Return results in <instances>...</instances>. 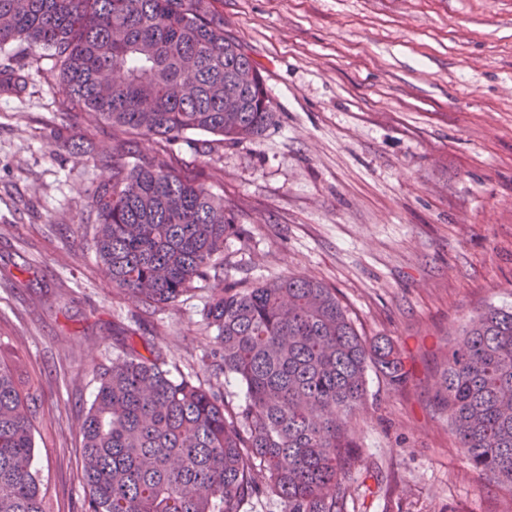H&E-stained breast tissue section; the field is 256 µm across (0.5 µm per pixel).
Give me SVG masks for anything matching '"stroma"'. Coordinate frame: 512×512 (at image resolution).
I'll use <instances>...</instances> for the list:
<instances>
[{"mask_svg":"<svg viewBox=\"0 0 512 512\" xmlns=\"http://www.w3.org/2000/svg\"><path fill=\"white\" fill-rule=\"evenodd\" d=\"M259 64L277 123L237 145L187 134L167 154L235 213L227 280L298 275L336 289L359 333L404 354L409 382L366 371L352 426L350 512H512L436 404L448 347L487 304L512 305V0H221ZM53 62L0 87V341L39 388L37 462L53 512H80L82 422L100 372L153 340L171 375L209 382L202 309L148 310L118 293L74 232L105 178L112 130L89 152L52 138Z\"/></svg>","mask_w":512,"mask_h":512,"instance_id":"35a3bbf8","label":"stroma"}]
</instances>
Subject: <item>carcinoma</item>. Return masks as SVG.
Masks as SVG:
<instances>
[{
    "label": "carcinoma",
    "instance_id": "obj_1",
    "mask_svg": "<svg viewBox=\"0 0 512 512\" xmlns=\"http://www.w3.org/2000/svg\"><path fill=\"white\" fill-rule=\"evenodd\" d=\"M219 0H0V49L25 44L3 72L16 86L50 56L60 70L61 135L79 114L112 128L114 152L94 190L91 248L112 287L148 308L174 307L224 269L239 233L224 200L135 139L171 144L190 131L235 145L276 123L263 76L224 33ZM252 72L243 106L224 111V87ZM220 348L224 392L172 378L153 342L128 345L100 375L81 427L82 512H244L275 496L284 512H345L360 456L349 420L365 399L368 367L389 385L410 379L391 340L358 332L335 289L297 276L211 289L203 310ZM438 393L471 465L512 494V306L487 305L448 350ZM41 398L0 343V512H50L36 463Z\"/></svg>",
    "mask_w": 512,
    "mask_h": 512
}]
</instances>
